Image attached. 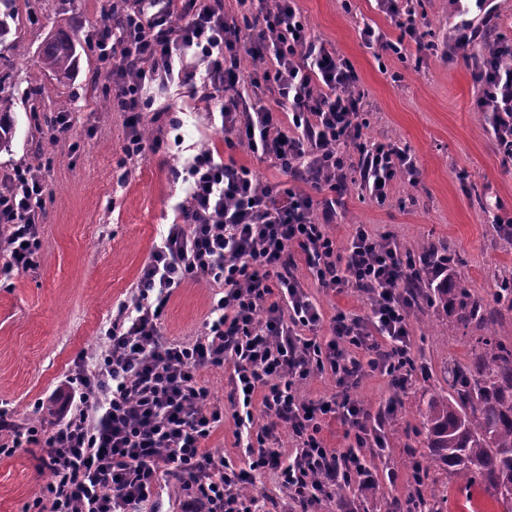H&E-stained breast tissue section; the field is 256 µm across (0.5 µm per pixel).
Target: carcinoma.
Listing matches in <instances>:
<instances>
[{"label":"carcinoma","mask_w":512,"mask_h":512,"mask_svg":"<svg viewBox=\"0 0 512 512\" xmlns=\"http://www.w3.org/2000/svg\"><path fill=\"white\" fill-rule=\"evenodd\" d=\"M76 0H0V44L11 26L31 21L35 6L53 4L65 14L76 10ZM40 69L58 84L70 83L79 69L80 51L76 40L56 31L45 36L38 46ZM16 71L14 63L0 64V154H12L16 137L14 112ZM43 87L29 82L27 97L32 101L28 120L40 135L52 134L55 115L67 112V104L52 108L43 104ZM426 265L446 271L436 284L420 286V269L408 256L412 280V298L417 308L436 307L456 318L467 329L491 324L487 336L474 337L478 351L466 364L447 370L449 390L436 393L416 408V416L425 436L426 457L443 469L448 479L477 486L512 512V336L501 335L497 328L501 311H512V277L496 281L493 307H486L474 296L469 285L452 273L453 254L430 253ZM410 469L419 480L409 500L410 512H439L438 504L448 500V486H437L430 478L429 466L409 456Z\"/></svg>","instance_id":"carcinoma-1"}]
</instances>
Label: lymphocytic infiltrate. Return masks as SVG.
Returning a JSON list of instances; mask_svg holds the SVG:
<instances>
[{
  "mask_svg": "<svg viewBox=\"0 0 512 512\" xmlns=\"http://www.w3.org/2000/svg\"><path fill=\"white\" fill-rule=\"evenodd\" d=\"M125 3L126 15L96 40L113 103L140 112L171 84L188 87L220 103L221 131L246 141L253 156L330 196L319 213L302 191H289L287 205L277 207L273 185L257 188L249 168L206 150L193 155L183 168L180 216L143 266L137 299L120 305L94 365L67 376L66 401L54 418L1 439L0 455L45 449L40 463L49 480L37 512H143L163 473L181 482L184 512H267L266 500L242 492L257 472L276 476L291 512H309L348 475H368L363 449L387 446L378 418L351 387L369 373L405 387L414 364L401 252L367 224L339 244L324 223L345 192L349 156L357 158L363 191L380 203L399 175L416 174L414 159L407 148L364 136L356 69L329 43L311 39L295 0H274V8L250 12L242 24L225 17L222 0ZM377 4L398 19L400 34L392 41L366 23L364 44L397 55L421 44L402 0ZM245 54L266 61L271 102L245 105L237 78ZM476 67L483 86L477 106L512 155V67L482 60ZM44 195L42 179L21 196L11 176L0 177V224L18 230L1 277L36 268ZM297 254L319 287L365 290L370 316L340 311L324 321L291 272ZM198 279L220 284V297L196 336L164 339L160 325L174 291ZM323 326L326 341L316 337ZM225 364L233 371L229 400L240 409L236 436L251 460L245 469L204 448L223 414L211 405L202 373ZM325 371L336 393L304 400L300 385ZM258 409L264 422L255 419ZM329 418L345 426L349 447H325ZM284 428L297 444L288 457L275 447Z\"/></svg>",
  "mask_w": 512,
  "mask_h": 512,
  "instance_id": "f902f5d3",
  "label": "lymphocytic infiltrate"
}]
</instances>
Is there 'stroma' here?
I'll return each instance as SVG.
<instances>
[{
	"mask_svg": "<svg viewBox=\"0 0 512 512\" xmlns=\"http://www.w3.org/2000/svg\"><path fill=\"white\" fill-rule=\"evenodd\" d=\"M78 18L46 10L35 25L16 32L28 55L15 65L29 81L41 83L49 100H71L72 129L58 137L45 171L43 251L35 271L0 280V402L17 418L28 417L35 400L64 403L60 385L74 363L101 346V331L121 303L136 292L140 270L159 244L177 205L186 196L184 182L172 169L183 168L193 151L209 149L218 159H235L248 166L255 179L280 184L274 204L287 202L286 188L294 180L270 161L259 160L246 147H227L215 123L203 114L186 89L171 85L162 103L171 105L180 123L160 127L153 113L141 115L142 125L160 130L165 144L159 153L129 161L130 174L117 180L128 113L102 108L93 94H105L104 84L89 87L98 68L93 55L80 59L70 87L59 86L36 66V49L51 30L64 29L84 38L106 0H78ZM311 38L330 43L356 68L366 93V132L408 147L414 156V178H398L385 203L371 199L351 181L337 206L336 221L327 230L346 242L354 225L369 224L388 233L400 251L421 254L443 243L458 257L455 271L473 292L488 298L495 278L512 276V234L492 221L512 216V163L504 161L486 113L477 108L482 85L475 75L474 56L455 46L457 28L491 31L512 40V0H493L484 12L478 0H422L415 12L427 49L409 48L406 55H386L367 47L358 27L369 22L387 38H395L394 20L380 12L376 0H296ZM26 83L15 91L17 135L12 155H0V166L29 165L34 148L25 116ZM79 150H71L72 142ZM302 287L325 317L342 311L368 315L366 294L356 288L337 293L320 288L303 258L293 269ZM218 284L200 279L178 288L162 320L163 336L182 340L201 326ZM414 369L405 390L388 388L380 378L364 376L352 394L370 409L396 401L387 418L389 447L385 454L366 449L373 485L353 478L342 504L324 502L314 512H388L391 498L406 499L413 488L405 465L409 448L423 449L415 415L419 401L444 388L447 368L467 363L474 342L454 327L443 310L411 312ZM230 367H211L203 380L210 401L224 411V422L207 441L216 456L243 467L245 448L237 443V427L229 408ZM42 449H19L0 456V512H30L48 480L39 466ZM397 481H388L389 473Z\"/></svg>",
	"mask_w": 512,
	"mask_h": 512,
	"instance_id": "1",
	"label": "stroma"
}]
</instances>
